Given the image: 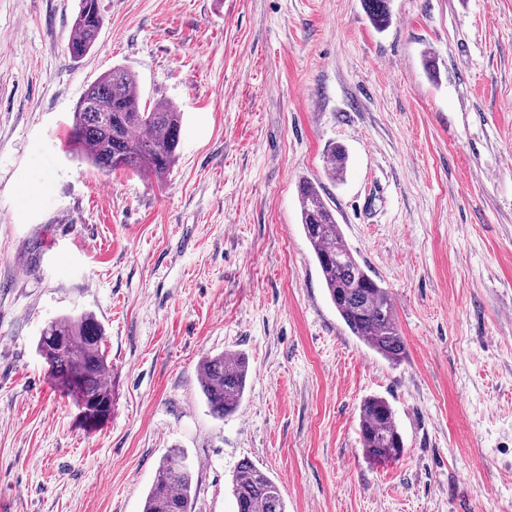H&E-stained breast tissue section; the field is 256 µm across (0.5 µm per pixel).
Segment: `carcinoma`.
Listing matches in <instances>:
<instances>
[{"label":"carcinoma","instance_id":"carcinoma-1","mask_svg":"<svg viewBox=\"0 0 512 512\" xmlns=\"http://www.w3.org/2000/svg\"><path fill=\"white\" fill-rule=\"evenodd\" d=\"M391 0H363L379 30L391 22ZM103 24L99 0H80L68 43L78 59L96 44ZM182 113L162 101L141 106L136 77L116 66L91 83L73 112L70 139L79 158L102 172L128 169L157 179L176 162ZM325 164L332 178L346 172L347 155L340 146L328 149ZM298 199L303 233L309 242L329 299L349 331L382 358L397 363L406 345L398 328L392 299L343 243L332 208L310 180L300 182ZM105 333L89 314L62 315L49 321L37 343L51 378L73 397L82 420L97 423L110 414L112 391ZM201 389L218 419L235 411L244 395L248 363L240 354L222 352L199 364ZM363 454L373 463L397 460L405 443L393 408L380 396L364 398L359 406ZM231 493L236 512H287L278 482L250 460L233 472ZM193 472L184 451L172 449L160 460L143 512H194Z\"/></svg>","mask_w":512,"mask_h":512}]
</instances>
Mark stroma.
Masks as SVG:
<instances>
[{"label":"stroma","mask_w":512,"mask_h":512,"mask_svg":"<svg viewBox=\"0 0 512 512\" xmlns=\"http://www.w3.org/2000/svg\"><path fill=\"white\" fill-rule=\"evenodd\" d=\"M100 7L75 60L79 0H0V512H142L173 448L195 512H235L245 459L287 512H512V0H391L383 31L362 0ZM115 65L183 114L164 180L70 153L79 98ZM305 179L388 290L399 363L331 304ZM81 312L110 361L92 428L36 349ZM224 351L249 373L220 420L198 364ZM370 395L395 411L398 460L363 455ZM102 24L99 0H80L79 11L73 22V33L68 43V50L73 58H81L95 46Z\"/></svg>","instance_id":"obj_1"}]
</instances>
